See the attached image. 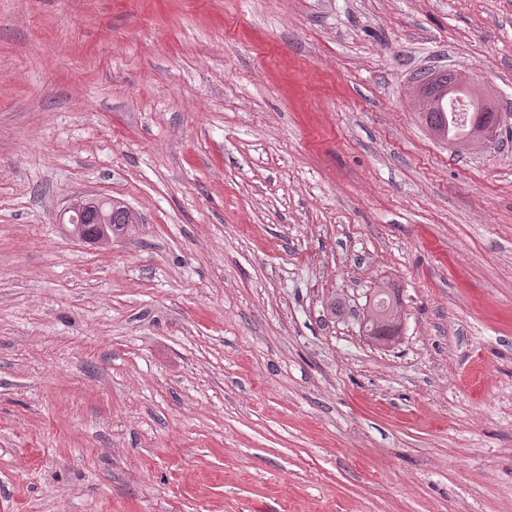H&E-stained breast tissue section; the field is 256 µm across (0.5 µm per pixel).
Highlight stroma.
Segmentation results:
<instances>
[{"instance_id":"35a3bbf8","label":"stroma","mask_w":512,"mask_h":512,"mask_svg":"<svg viewBox=\"0 0 512 512\" xmlns=\"http://www.w3.org/2000/svg\"><path fill=\"white\" fill-rule=\"evenodd\" d=\"M0 512H512V0H0ZM460 105L455 109L435 110L428 106L424 119L428 127L440 138L460 150L468 149L479 132L488 127L497 129L503 120L501 112H461ZM96 199H87L88 202L84 203L83 200H75L76 207L82 208L76 209L74 206H67L60 214V223L64 224L65 214L71 212L70 220L67 223L72 224H104L103 218L100 214L99 207L95 202ZM102 210L105 214L111 215L112 224L101 225V228H96V232L93 235L98 240L97 242H108L112 239V236L122 234L132 228L133 224H138L139 220L137 215L126 208L121 202L112 200H104ZM107 232L105 234L104 232ZM401 301L398 290L382 283L373 289V298L364 317L363 329L376 341L388 342L399 332Z\"/></svg>"}]
</instances>
